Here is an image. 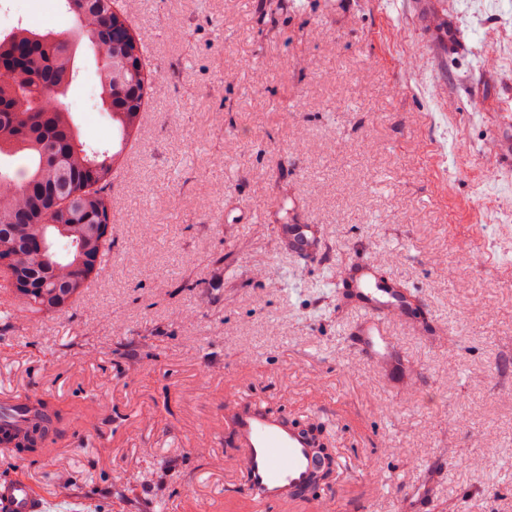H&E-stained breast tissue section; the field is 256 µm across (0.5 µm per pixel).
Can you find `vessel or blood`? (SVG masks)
<instances>
[{
  "label": "vessel or blood",
  "instance_id": "vessel-or-blood-1",
  "mask_svg": "<svg viewBox=\"0 0 512 512\" xmlns=\"http://www.w3.org/2000/svg\"><path fill=\"white\" fill-rule=\"evenodd\" d=\"M277 236L299 259L318 262L326 253L320 225L281 224ZM339 280L336 300L355 314L349 333L356 351L383 378L406 388L412 386L415 376L388 325L398 319L418 326L424 314L422 302L397 282L383 279L377 263L365 258L346 267ZM22 404L20 398L1 397L0 423L22 425ZM224 420L243 453L237 495L258 512L309 496L317 459L314 438L308 431L244 396L235 397L225 408ZM84 506L71 491L46 496L26 476L0 471V512H83Z\"/></svg>",
  "mask_w": 512,
  "mask_h": 512
}]
</instances>
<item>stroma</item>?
Wrapping results in <instances>:
<instances>
[{"instance_id": "obj_1", "label": "stroma", "mask_w": 512, "mask_h": 512, "mask_svg": "<svg viewBox=\"0 0 512 512\" xmlns=\"http://www.w3.org/2000/svg\"><path fill=\"white\" fill-rule=\"evenodd\" d=\"M421 2L123 0L158 79L112 179L107 275L66 314L0 320V393L68 414L13 469L99 512H251L224 497L243 390L362 470L335 512H401L432 465L429 512H512V8ZM78 67L81 128L111 142L91 50ZM280 224L322 225L324 262L281 251ZM359 258L425 301L426 329L391 326L416 389L349 342L331 275Z\"/></svg>"}]
</instances>
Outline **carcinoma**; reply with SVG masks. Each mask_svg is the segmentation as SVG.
Segmentation results:
<instances>
[{
  "label": "carcinoma",
  "mask_w": 512,
  "mask_h": 512,
  "mask_svg": "<svg viewBox=\"0 0 512 512\" xmlns=\"http://www.w3.org/2000/svg\"><path fill=\"white\" fill-rule=\"evenodd\" d=\"M75 34L18 25L0 35V159H25L18 175L0 169V281L12 309L32 317L69 311L99 279L112 250V174L143 124L153 74L135 53L139 38L117 0H64ZM87 42L109 66L100 100L112 122V149L82 140L62 98L75 82ZM35 414L22 435L0 429V451L39 456L62 411L44 394L27 395Z\"/></svg>",
  "instance_id": "cac0c4a2"
}]
</instances>
